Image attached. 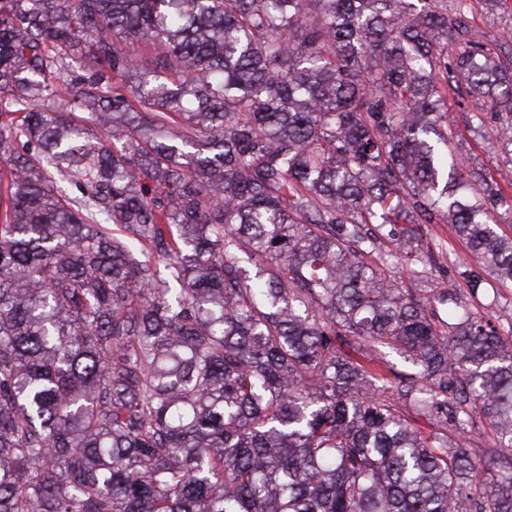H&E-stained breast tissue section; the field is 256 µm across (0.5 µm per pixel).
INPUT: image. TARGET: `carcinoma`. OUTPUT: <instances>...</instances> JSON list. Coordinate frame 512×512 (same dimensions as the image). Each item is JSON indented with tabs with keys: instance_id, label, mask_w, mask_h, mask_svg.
Here are the masks:
<instances>
[{
	"instance_id": "carcinoma-1",
	"label": "carcinoma",
	"mask_w": 512,
	"mask_h": 512,
	"mask_svg": "<svg viewBox=\"0 0 512 512\" xmlns=\"http://www.w3.org/2000/svg\"><path fill=\"white\" fill-rule=\"evenodd\" d=\"M468 9L0 0V512H512V341L383 269L450 224L512 281L448 154L451 85L512 145Z\"/></svg>"
}]
</instances>
